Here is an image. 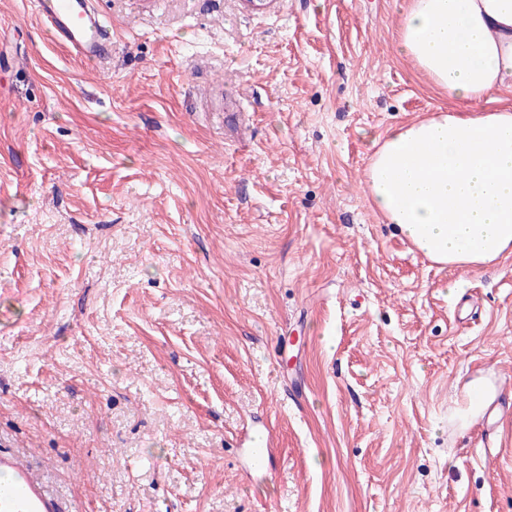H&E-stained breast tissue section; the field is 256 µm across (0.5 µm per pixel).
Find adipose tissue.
<instances>
[{
  "mask_svg": "<svg viewBox=\"0 0 512 512\" xmlns=\"http://www.w3.org/2000/svg\"><path fill=\"white\" fill-rule=\"evenodd\" d=\"M399 41L457 105L388 131L365 173L372 206L441 267L511 257L512 104H464L512 88V0H409Z\"/></svg>",
  "mask_w": 512,
  "mask_h": 512,
  "instance_id": "adipose-tissue-1",
  "label": "adipose tissue"
}]
</instances>
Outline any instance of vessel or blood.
I'll use <instances>...</instances> for the list:
<instances>
[{
  "label": "vessel or blood",
  "mask_w": 512,
  "mask_h": 512,
  "mask_svg": "<svg viewBox=\"0 0 512 512\" xmlns=\"http://www.w3.org/2000/svg\"><path fill=\"white\" fill-rule=\"evenodd\" d=\"M35 13L75 57L97 62L109 57L112 44L90 0H35ZM0 512H63L42 480L18 455L0 452Z\"/></svg>",
  "instance_id": "vessel-or-blood-1"
}]
</instances>
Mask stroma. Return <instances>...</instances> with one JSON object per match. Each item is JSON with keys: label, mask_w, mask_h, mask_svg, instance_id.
Returning a JSON list of instances; mask_svg holds the SVG:
<instances>
[{"label": "stroma", "mask_w": 512, "mask_h": 512, "mask_svg": "<svg viewBox=\"0 0 512 512\" xmlns=\"http://www.w3.org/2000/svg\"><path fill=\"white\" fill-rule=\"evenodd\" d=\"M93 4L87 64L0 0V449L64 512H512V409L487 444L461 392L512 400V258L436 267L365 191L454 105L407 0Z\"/></svg>", "instance_id": "obj_1"}]
</instances>
